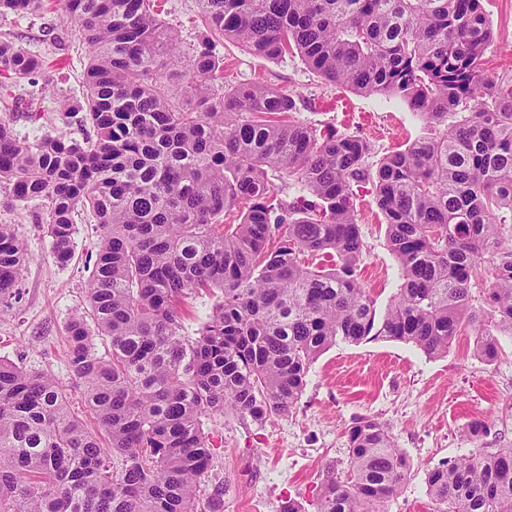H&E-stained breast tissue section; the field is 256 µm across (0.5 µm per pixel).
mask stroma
Returning a JSON list of instances; mask_svg holds the SVG:
<instances>
[{
  "label": "stroma",
  "mask_w": 512,
  "mask_h": 512,
  "mask_svg": "<svg viewBox=\"0 0 512 512\" xmlns=\"http://www.w3.org/2000/svg\"><path fill=\"white\" fill-rule=\"evenodd\" d=\"M482 7L495 32L485 67L495 77L512 79V0H482ZM158 8L178 31L182 56L194 54L207 33L197 0H159ZM0 33L45 58L51 79L45 96L55 105L34 122L0 98V115L29 140L76 132L77 124L64 108L82 96L85 55L79 50L78 30L61 25L55 7L26 17L0 15ZM216 54L226 85L262 82L292 94L297 120L368 140L371 165L423 133V120L401 101L328 84L298 54L265 60L225 39L217 41ZM357 209L366 246L361 279L382 309L396 290L398 266L373 194H361ZM38 210L37 202L11 201L0 188V223L14 225L29 254L16 300L0 305V358L68 382L71 404L79 411L84 396L69 382L68 324L87 305L88 258L96 253L99 238L92 225L77 223L74 258L59 266L43 225L34 220ZM362 416L387 423L411 461L387 512H436L425 484L428 469L478 448L512 446V335L500 334L499 353L491 361L475 354L469 335L456 337L447 355L437 358L398 340L341 343L312 364L289 417L257 423L228 412L206 423L214 445L208 479L224 484L223 512H247L251 499L260 503L261 512H277L288 499L304 512H315L324 469L346 466L347 430ZM477 420L488 433L474 439L469 429Z\"/></svg>",
  "instance_id": "obj_1"
}]
</instances>
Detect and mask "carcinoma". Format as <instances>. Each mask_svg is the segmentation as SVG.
Returning a JSON list of instances; mask_svg holds the SVG:
<instances>
[{
	"mask_svg": "<svg viewBox=\"0 0 512 512\" xmlns=\"http://www.w3.org/2000/svg\"><path fill=\"white\" fill-rule=\"evenodd\" d=\"M44 2L0 0V15ZM59 2L87 56L70 109L87 131L31 142L0 117V186L40 202L60 264L76 217L99 231L68 354L96 427L61 379L0 359V512H222L224 483L203 486L205 421L288 416L326 349L382 337L435 358L468 327L475 351L496 356L498 333L512 334V81L484 68L493 31L480 0H201L209 31L251 54L296 52L326 82L419 115L425 135L375 170L366 140L291 119L293 95L216 89L208 38L182 74L189 104L175 102L163 79L179 33L154 0ZM44 74L39 55L0 36V87ZM367 184L400 270L382 312L358 277ZM292 187L305 195L286 198ZM27 262L0 224L1 305ZM217 290L187 334L186 301ZM347 437V467L325 468L316 512H386L409 458L370 416ZM426 486L439 512H512V447L438 465Z\"/></svg>",
	"mask_w": 512,
	"mask_h": 512,
	"instance_id": "1",
	"label": "carcinoma"
}]
</instances>
